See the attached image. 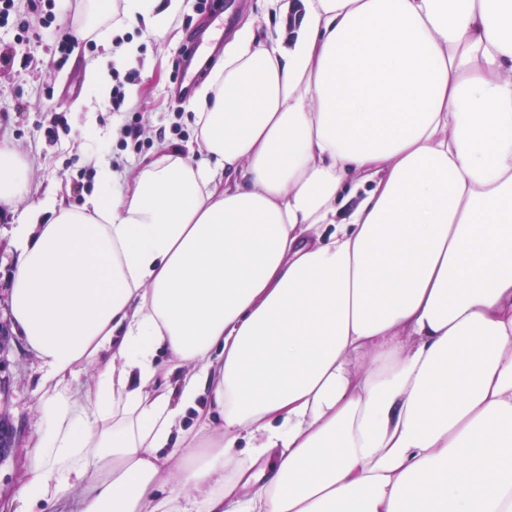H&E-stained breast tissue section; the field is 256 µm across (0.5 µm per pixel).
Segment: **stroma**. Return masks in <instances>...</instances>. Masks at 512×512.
<instances>
[{"instance_id": "obj_1", "label": "stroma", "mask_w": 512, "mask_h": 512, "mask_svg": "<svg viewBox=\"0 0 512 512\" xmlns=\"http://www.w3.org/2000/svg\"><path fill=\"white\" fill-rule=\"evenodd\" d=\"M220 17L185 0L183 9L166 29L146 27L131 17L125 0H108L94 13L91 0H58L51 28L38 27L33 0H14L13 14L34 21L29 40L18 43L12 27L0 28V54H16L19 64L0 68V140L13 143L30 163V180L39 191H52L66 200L105 195L94 155L139 169L165 146L181 148L191 163L205 152L195 137L188 112L189 94L177 92L171 73L175 51L188 32L204 39L209 61L204 70L213 74L224 63V45L246 22H253L256 42H266L273 26L262 23L261 0H217ZM73 37L65 65H57L55 42L61 34ZM126 42L133 51L119 67L125 75V100L121 111L99 101L88 74L91 67L106 66L107 49ZM136 123L138 138L123 127ZM16 213H0V324L8 332L0 339V415H6L15 435L9 455L0 460V512H12L24 475L35 455L30 436L42 416L40 363L24 343L11 333V279L17 253L11 244Z\"/></svg>"}]
</instances>
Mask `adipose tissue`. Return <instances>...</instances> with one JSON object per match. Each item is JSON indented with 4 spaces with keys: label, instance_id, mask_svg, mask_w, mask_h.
<instances>
[{
    "label": "adipose tissue",
    "instance_id": "ef3b65f1",
    "mask_svg": "<svg viewBox=\"0 0 512 512\" xmlns=\"http://www.w3.org/2000/svg\"><path fill=\"white\" fill-rule=\"evenodd\" d=\"M264 12L188 104L204 161L12 227L17 512H512V0ZM28 175L0 143V210Z\"/></svg>",
    "mask_w": 512,
    "mask_h": 512
}]
</instances>
